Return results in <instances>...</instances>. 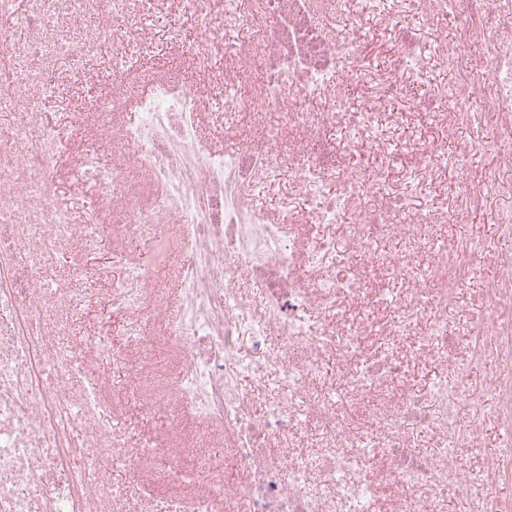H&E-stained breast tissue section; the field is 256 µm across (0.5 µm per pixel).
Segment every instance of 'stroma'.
I'll return each instance as SVG.
<instances>
[{
	"label": "stroma",
	"instance_id": "obj_1",
	"mask_svg": "<svg viewBox=\"0 0 512 512\" xmlns=\"http://www.w3.org/2000/svg\"><path fill=\"white\" fill-rule=\"evenodd\" d=\"M363 20L375 33L367 53L379 69L389 68L395 59V49L384 26L385 16H396L399 23L412 26L422 44L424 70L417 79L408 82L404 96L392 106L378 109L376 116L383 142L397 159L386 172V185L393 192H408L416 207L437 213L435 224L423 230L416 242L398 238L380 240L381 256L407 258L411 266L423 269L435 256L464 240L492 246L498 238L495 212L512 205V200L497 197L486 201L475 211L469 223H449L445 213L452 204L450 187L455 180L452 169L426 170L423 149L429 142L445 146L455 154L470 140L468 129L449 124L447 113L419 108L421 99L437 87L449 85L452 74L441 62L444 47L452 45L458 32L455 17H447L438 30H431L407 0H361ZM237 0H211L208 17H201L178 0H151L147 8H135L140 33L148 43L143 51H135L126 72L113 68L111 56L92 55L80 75H70L57 64L43 60L25 63L21 97L15 106L26 109L30 84L51 82L56 86L52 98L41 109L49 119L65 131L58 145L57 182L53 204L64 213L69 223L108 226L105 234L90 240L65 239L57 248L54 259L60 277H71L81 265L89 271L78 286L88 291L96 305L81 317H74L66 307L51 306L48 322L59 339L79 346L86 361L84 380L98 385L103 400L112 411V431L116 436H128V450L167 444L172 448L189 446V454L177 457L182 481H172L167 472L150 471L144 476L146 489L156 503L174 496L193 497L217 491L218 481H244L236 466V451L223 450L219 472H208L212 449L220 434L214 426L205 424L197 415L174 405L172 399L184 384L185 375L172 347V311L183 308V293L178 282L179 266L174 258L182 245L161 243L151 235L116 237L111 226L124 223L123 211L112 204L101 183L77 181L73 171L88 156V147H95L106 168L123 165L124 191L141 205H149L154 186L143 169L127 161L124 132L137 124L141 114L139 101L151 93L156 82L167 80L178 88H191L199 94V109L195 121L196 139L211 152L226 155L237 150L241 141L262 137L275 166L287 165L298 159L306 148L303 130L290 127L284 113L271 110L260 116L228 108L227 100L249 98L258 91L257 78L265 62L258 56L242 52L249 35L234 24L231 15ZM207 43L205 58H198L200 43ZM254 205L270 222L287 215L289 227L299 236L315 231L312 208L287 179L262 181L254 197ZM123 254L129 262L149 267L151 278L145 290L147 302L158 306L164 320L140 317L136 324L124 319H111L112 256ZM364 273L370 281L366 297L355 299L338 296L331 313L313 309L315 322L331 332L340 325H353L361 317H369L373 332L362 337L359 355H375L381 348L396 346L402 363L398 377L377 392L359 393L352 404V415L367 439H374L382 430L381 417L390 404L410 391L431 388L440 377L456 364L466 360L468 346L459 341L451 353L416 355L414 344L428 330L434 312L428 300L436 290L432 280L420 284L423 301L412 332L393 336L389 327L396 315L400 296L411 289L412 283L391 275L386 267L368 265ZM498 276L491 258L477 262V271L459 288L451 318L464 333L479 328L483 312L481 300ZM107 333L113 347L122 352L121 369L103 371L96 364L92 341ZM152 342L150 356H143L140 340Z\"/></svg>",
	"mask_w": 512,
	"mask_h": 512
}]
</instances>
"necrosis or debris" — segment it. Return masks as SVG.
Wrapping results in <instances>:
<instances>
[{
	"instance_id": "obj_1",
	"label": "necrosis or debris",
	"mask_w": 512,
	"mask_h": 512,
	"mask_svg": "<svg viewBox=\"0 0 512 512\" xmlns=\"http://www.w3.org/2000/svg\"><path fill=\"white\" fill-rule=\"evenodd\" d=\"M132 0H112V23L101 28L93 43L74 40H36L24 48L26 57L49 55L67 61L79 73L90 47L113 52L115 67L128 59L124 41L131 29L126 20ZM428 24L454 13L460 30L449 56L456 82L434 91L429 105L447 107L456 123L481 129L495 124L502 139L512 140V32L501 25L512 15V0H422ZM243 25H258L264 39L254 45L270 65L259 81V91L239 109L261 113L281 109L289 124L307 128L306 155L288 167L296 188L314 190L326 176L343 175L342 195H316V223L341 222L349 203L375 197L377 207H363L345 244L320 232L299 241L288 236L285 223L273 224L249 205L252 189L270 168L262 139L243 142L237 153L216 156L195 140V92L158 85L140 101V124L127 134L132 160L147 169L162 186L151 208L132 206L123 194V167H114L106 181L114 205L128 211L123 236L140 234L144 226L163 235H177L193 260L179 273L185 297L181 334L175 339L186 387L181 402L193 404L205 417L218 419L225 441L237 450V462L246 481L238 494L251 498L254 512H374L371 471L365 454L350 455L361 441L360 432L339 413L329 425L314 430L313 449L291 456L287 448L297 420V405L319 401L317 360L323 349H352L364 326L322 335L307 313L312 306L332 308L336 295L365 296L368 282L361 270L337 265L339 247L362 251L375 263L373 243L405 234L410 223H433L432 212L416 213L409 197L384 187V171L394 156L372 134L371 113L348 110L336 81L339 69H348L359 82L372 86L380 101L400 99L410 79L419 76L418 42L414 34L393 20L385 28L400 52L396 68L380 73L363 58L370 29L349 10V0H250L233 16ZM341 28L337 39L327 35L328 20ZM481 56H473L475 45ZM312 99L328 98L329 108L298 112L285 108V93ZM353 130L356 155L378 158V166L345 171L340 152L321 140L319 130L328 121ZM57 136L50 124L37 122L16 129L0 144V171L20 169L29 175L42 199H49L55 183ZM475 146L493 157L480 178H472L466 151L454 157L429 150L431 168L452 167L462 178L453 193L449 222L466 223L471 212L493 196L512 197V151L475 138ZM17 198L0 182V512H113L126 504L153 512L155 505L139 475L147 468L170 469L172 451L163 445L124 450L109 429L111 419L97 387L83 384V363L72 347L60 342L46 324L45 272L36 263L33 240L54 248L75 234L59 215L46 224H18ZM501 243L491 248L500 277L487 290L483 307L488 314L484 330L469 337V357L428 393L413 395L383 417V434L374 447L384 449L392 462V481L402 492L401 512H442L436 489L456 483L465 512H512V504L488 494L487 489L512 478V449L487 458L480 479H472L467 461L476 442L475 427L461 424V410L479 413L484 400L494 397L497 418L512 426V208L498 215ZM482 247L457 244L441 254L430 270L439 284L431 304L436 319L418 343L420 352L444 353L454 342L448 314L456 290L475 272ZM235 265H228L227 257ZM319 262L311 285L296 270L306 259ZM112 308L133 319L149 314L142 290L149 273L126 266L122 256L112 258ZM238 273L249 275L263 288L265 311L255 314L235 300L228 282ZM277 329L286 348L268 343ZM491 361L497 366L481 384L462 389L471 367ZM278 370L288 382L286 395H276L266 414L255 400L264 396L262 382L268 370ZM254 376V391H243L242 378ZM417 434L441 440L439 448L423 456L412 448ZM120 469L127 478L112 483L106 468Z\"/></svg>"
}]
</instances>
